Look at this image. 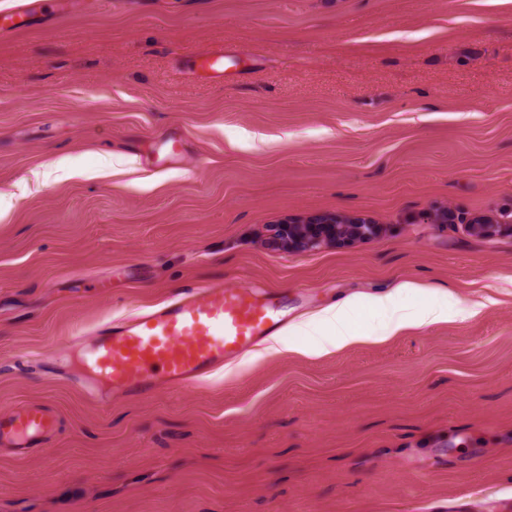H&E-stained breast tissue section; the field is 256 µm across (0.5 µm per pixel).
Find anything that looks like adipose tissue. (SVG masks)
Masks as SVG:
<instances>
[{"instance_id":"obj_1","label":"adipose tissue","mask_w":512,"mask_h":512,"mask_svg":"<svg viewBox=\"0 0 512 512\" xmlns=\"http://www.w3.org/2000/svg\"><path fill=\"white\" fill-rule=\"evenodd\" d=\"M375 306L391 309L393 318L387 329L388 335H395L404 330L418 328L448 318V310L444 307H430L421 311H409L396 307L393 294L373 297ZM357 310L355 300L346 299L327 308L324 314L300 324L303 336L312 343L313 354L319 355L332 349H341L356 343L376 341L373 333H358L350 326V320Z\"/></svg>"}]
</instances>
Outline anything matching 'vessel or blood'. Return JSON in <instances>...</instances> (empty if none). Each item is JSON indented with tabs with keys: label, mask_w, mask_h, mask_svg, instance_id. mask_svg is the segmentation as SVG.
Segmentation results:
<instances>
[{
	"label": "vessel or blood",
	"mask_w": 512,
	"mask_h": 512,
	"mask_svg": "<svg viewBox=\"0 0 512 512\" xmlns=\"http://www.w3.org/2000/svg\"><path fill=\"white\" fill-rule=\"evenodd\" d=\"M65 8L64 0H17L0 14V35ZM285 304V297L272 291L220 284L185 288L129 320L104 321L94 340L80 346L81 368L107 400L187 389L272 334L283 321ZM53 427L52 417L38 407L0 416V446L27 447Z\"/></svg>",
	"instance_id": "1"
}]
</instances>
